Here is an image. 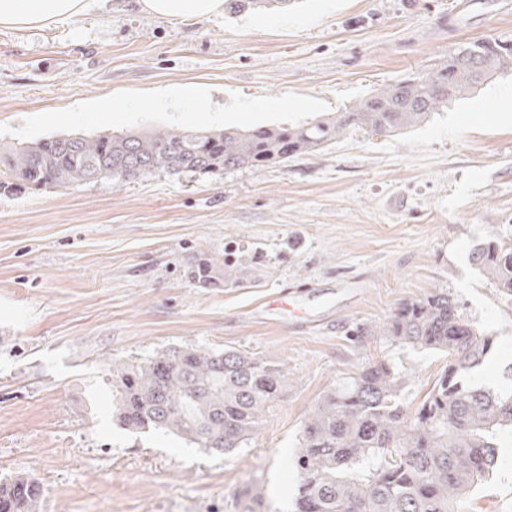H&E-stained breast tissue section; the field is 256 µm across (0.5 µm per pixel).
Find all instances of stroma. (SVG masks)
Instances as JSON below:
<instances>
[{
  "instance_id": "obj_1",
  "label": "stroma",
  "mask_w": 512,
  "mask_h": 512,
  "mask_svg": "<svg viewBox=\"0 0 512 512\" xmlns=\"http://www.w3.org/2000/svg\"><path fill=\"white\" fill-rule=\"evenodd\" d=\"M512 39V0H294L173 21L99 0L75 22L0 29V150L50 135L246 131L358 103L454 45ZM204 98L206 111L196 109ZM123 104L120 112L98 103ZM260 100L267 112L242 111ZM512 239V75L397 135L349 131L284 164L0 194V479L42 512H288L307 415L371 359L417 404L444 354L380 335L446 289L512 372V297L471 264ZM214 261L203 282L190 272ZM235 350L288 387L229 453L113 424L108 370L171 348ZM467 512H512V437ZM43 496L44 487L34 476L0 480V512H39Z\"/></svg>"
}]
</instances>
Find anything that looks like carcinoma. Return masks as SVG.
Listing matches in <instances>:
<instances>
[{
    "label": "carcinoma",
    "mask_w": 512,
    "mask_h": 512,
    "mask_svg": "<svg viewBox=\"0 0 512 512\" xmlns=\"http://www.w3.org/2000/svg\"><path fill=\"white\" fill-rule=\"evenodd\" d=\"M290 2L225 0L224 6L237 13ZM484 64L494 74L511 73L512 41H467L428 70L331 117L300 124L43 138L0 152V193L285 163L351 129L395 135L477 91ZM471 262L512 295V243L490 238L473 248ZM379 332L441 352L448 366L410 412L400 376L382 360L362 364L328 393L302 426L291 512H462L475 487L497 469L498 441L512 434V383L491 389L473 380L493 339L459 313L444 289L402 302ZM111 374L112 418L124 429L165 431L222 453L258 430L288 383L270 364L203 348H170L117 364ZM362 459L372 465L357 475L354 466ZM43 496L42 483L31 475L0 480V512H39Z\"/></svg>",
    "instance_id": "obj_1"
}]
</instances>
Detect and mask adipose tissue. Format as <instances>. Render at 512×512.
<instances>
[{"label":"adipose tissue","instance_id":"1","mask_svg":"<svg viewBox=\"0 0 512 512\" xmlns=\"http://www.w3.org/2000/svg\"><path fill=\"white\" fill-rule=\"evenodd\" d=\"M94 0H0V29L44 28L71 21L93 8ZM144 11L179 20L222 14L224 0H141Z\"/></svg>","mask_w":512,"mask_h":512}]
</instances>
